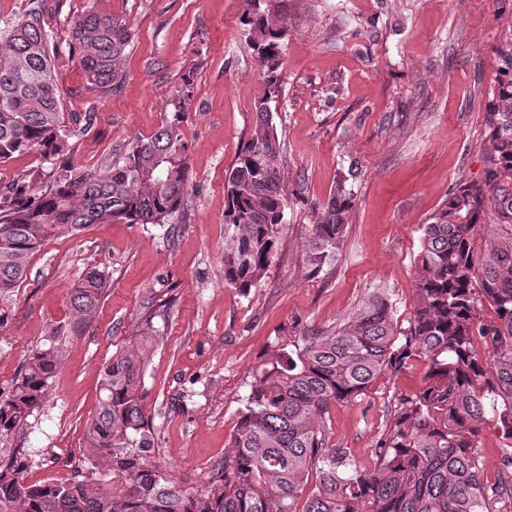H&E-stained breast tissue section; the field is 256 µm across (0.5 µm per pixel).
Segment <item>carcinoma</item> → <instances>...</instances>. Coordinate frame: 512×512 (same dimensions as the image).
I'll list each match as a JSON object with an SVG mask.
<instances>
[{
	"mask_svg": "<svg viewBox=\"0 0 512 512\" xmlns=\"http://www.w3.org/2000/svg\"><path fill=\"white\" fill-rule=\"evenodd\" d=\"M241 20L263 70L249 138L225 169L224 284L245 291L263 278L279 240L287 198L272 104L283 89L288 27L271 0H246ZM70 43L92 90L120 88L132 38L129 20L91 6L70 25ZM485 112L488 138L479 181L463 183L421 225L419 276L409 327L396 330L392 304L374 297L339 328L278 338L259 356L224 461L208 490L193 493L147 460L153 416L144 374L156 342L152 320L102 371L98 404L84 440L112 467L122 489L83 480L27 485L25 455L0 462V512H512V38ZM195 73L180 76L172 115L135 136L94 174L70 162L74 133L61 112L43 19L31 12L0 35V163L37 152L34 170L0 189V293L27 278L30 257L60 233L92 224H166L184 204L189 146L181 124ZM340 176L311 213L305 264L322 270L336 255L356 198ZM107 287L86 271L72 289L71 323L32 353L0 402V438L39 407L62 344L96 315ZM489 308L491 318L480 316ZM422 362L424 385L398 399L370 467L328 446L330 408L363 395L387 370ZM493 431L501 468L486 475L480 435ZM317 482L309 486V475Z\"/></svg>",
	"mask_w": 512,
	"mask_h": 512,
	"instance_id": "1",
	"label": "carcinoma"
}]
</instances>
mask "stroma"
<instances>
[{"instance_id":"stroma-1","label":"stroma","mask_w":512,"mask_h":512,"mask_svg":"<svg viewBox=\"0 0 512 512\" xmlns=\"http://www.w3.org/2000/svg\"><path fill=\"white\" fill-rule=\"evenodd\" d=\"M288 24L284 90L275 114L286 163L279 245L256 287L224 285V176L253 125L264 80L240 22L244 0H0V30L30 12L55 48L66 119L95 107L70 140L92 173L113 149L156 132L171 90L194 70L197 91L182 133L189 145L187 203L166 224H94L51 240L27 279L0 294V400L52 328L72 317L71 289L88 269L107 292L95 318L63 344L42 404L0 440L22 449L25 483L74 479L115 486L84 441L102 368L152 317L157 343L144 375L154 419L151 460L181 488L207 490L250 392L257 358L275 337L346 322L379 296L406 329L417 281L419 227L464 182L480 180L484 114L497 83V50L512 37V0H274ZM132 24L118 91H89L70 23L88 4ZM355 171L352 220L319 273L304 263L314 208L341 173ZM424 370L383 372L357 399L332 408L328 445L365 465L400 396Z\"/></svg>"}]
</instances>
